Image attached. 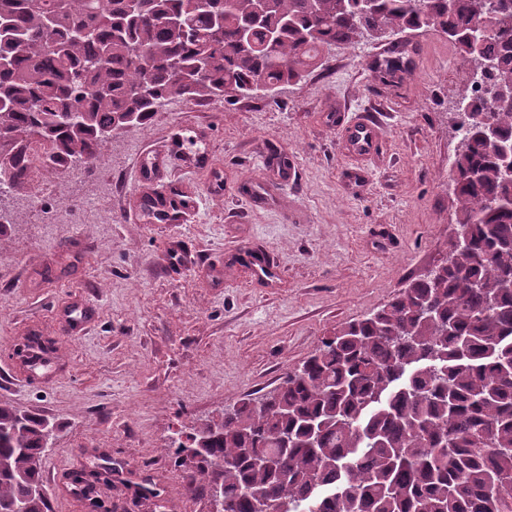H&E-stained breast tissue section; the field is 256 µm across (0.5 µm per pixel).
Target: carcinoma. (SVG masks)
Returning <instances> with one entry per match:
<instances>
[{
    "label": "carcinoma",
    "instance_id": "1",
    "mask_svg": "<svg viewBox=\"0 0 512 512\" xmlns=\"http://www.w3.org/2000/svg\"><path fill=\"white\" fill-rule=\"evenodd\" d=\"M0 0V138L8 177L97 165L112 133L172 98L253 96L297 83L325 49L432 30L512 84V0ZM252 25V40L239 42ZM276 38L266 42L268 33ZM455 155L454 261L321 340L282 384L241 401L179 463L224 512H512V105L470 113ZM52 426L0 403V512H52Z\"/></svg>",
    "mask_w": 512,
    "mask_h": 512
}]
</instances>
